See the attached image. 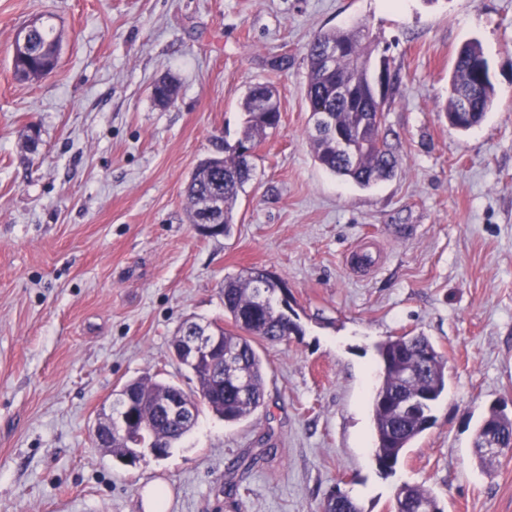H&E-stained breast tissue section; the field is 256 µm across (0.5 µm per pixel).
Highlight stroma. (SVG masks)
I'll return each mask as SVG.
<instances>
[{
    "label": "stroma",
    "instance_id": "obj_1",
    "mask_svg": "<svg viewBox=\"0 0 512 512\" xmlns=\"http://www.w3.org/2000/svg\"><path fill=\"white\" fill-rule=\"evenodd\" d=\"M37 17L60 61L23 85L12 44ZM358 23L396 76L398 165L367 189L315 161L303 92L307 44ZM469 40L495 100L460 132L442 106ZM165 75L178 94L160 107ZM254 83L275 87L281 123L235 224L212 233L190 223L185 184L213 136L240 137ZM252 268L287 286L301 327L256 345L264 406L236 424L201 409L159 459L97 447L128 381L197 389L174 340L189 321L231 328L224 281ZM405 333L447 360L448 393L385 476L374 347ZM494 406L512 415V0H0V512H142L151 482L167 512H319L337 488L391 512L404 483L445 512H512V452L483 467L473 448Z\"/></svg>",
    "mask_w": 512,
    "mask_h": 512
}]
</instances>
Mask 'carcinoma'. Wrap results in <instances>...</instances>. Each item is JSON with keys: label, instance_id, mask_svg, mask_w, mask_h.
<instances>
[{"label": "carcinoma", "instance_id": "carcinoma-1", "mask_svg": "<svg viewBox=\"0 0 512 512\" xmlns=\"http://www.w3.org/2000/svg\"><path fill=\"white\" fill-rule=\"evenodd\" d=\"M29 48L12 65L13 78L19 83L39 81L55 69L52 58L60 50V36L54 28L40 20L29 22ZM330 43L343 47L336 70L329 73L321 64V50ZM368 28L357 25L350 30H333L318 34L308 45V72L304 86L311 112V140L314 157L326 171L351 179L368 188L394 175L396 158L390 143L378 145L374 136L383 132V103H376L361 94L358 103L348 102L333 94L336 84H356L364 87V74L357 70L361 61L370 64ZM488 66L480 45L470 41L456 56L445 114L449 124L467 131L479 124L493 105L495 89L491 81H478L480 71ZM153 99L160 106L174 101L176 85L160 79L153 85ZM476 91L472 111L459 112L460 97ZM244 126L240 138L230 144L215 137V152L200 161L188 181L185 193L189 201V219L198 223L206 203L221 200L222 229L235 223V206L239 194L253 179L254 166L241 157L264 138L266 131L280 122V106L266 83L248 87L241 102ZM276 283L271 275L252 269L244 276L224 281V312L231 316L234 329L215 327L224 338V363L210 366L183 361L196 376L202 404L226 423H238L256 411L264 401L265 368L254 347V339L269 343L280 342L299 326L276 305L272 292ZM376 352L381 367V382L372 397L376 435L375 461L382 474L393 473L407 448L432 424V405L448 389L447 361L425 336H395L379 343ZM137 404V413L145 418L141 447L164 455L187 436L197 419L169 420L158 414L157 402L182 392L179 387L152 376L132 380L124 385ZM421 397L424 404L416 416H402L387 400L395 397ZM495 432L502 442L496 451L483 449L489 432ZM116 458L130 464L139 458L136 448L118 438L97 443ZM474 447L480 463H492L503 451L512 450V417L493 407L480 420L474 435ZM321 512H361L357 503L346 493L337 491L327 497ZM394 512H444L436 495L419 485L401 486L394 497Z\"/></svg>", "mask_w": 512, "mask_h": 512}]
</instances>
